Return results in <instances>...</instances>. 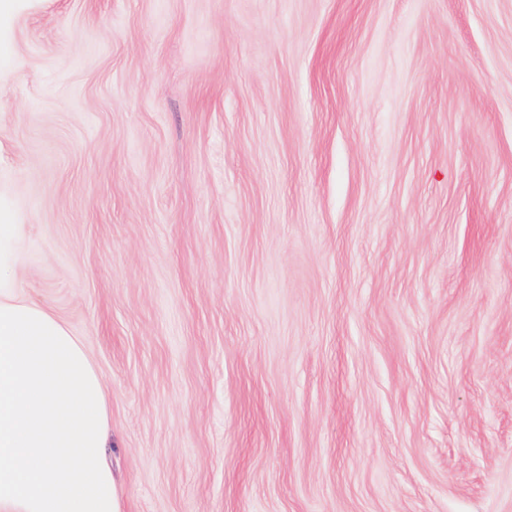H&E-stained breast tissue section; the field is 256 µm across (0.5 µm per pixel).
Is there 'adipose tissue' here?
Instances as JSON below:
<instances>
[{
    "label": "adipose tissue",
    "instance_id": "ef3b65f1",
    "mask_svg": "<svg viewBox=\"0 0 512 512\" xmlns=\"http://www.w3.org/2000/svg\"><path fill=\"white\" fill-rule=\"evenodd\" d=\"M21 235L0 200V512H123L106 386L81 341L24 298Z\"/></svg>",
    "mask_w": 512,
    "mask_h": 512
}]
</instances>
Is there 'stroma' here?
Here are the masks:
<instances>
[{
    "label": "stroma",
    "mask_w": 512,
    "mask_h": 512,
    "mask_svg": "<svg viewBox=\"0 0 512 512\" xmlns=\"http://www.w3.org/2000/svg\"><path fill=\"white\" fill-rule=\"evenodd\" d=\"M0 194L124 512H512V0H42Z\"/></svg>",
    "instance_id": "1"
}]
</instances>
